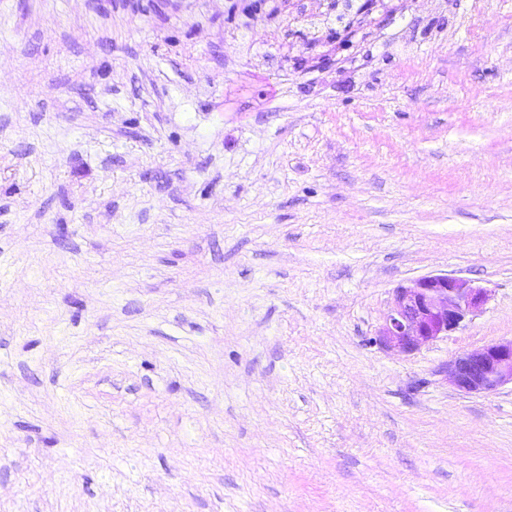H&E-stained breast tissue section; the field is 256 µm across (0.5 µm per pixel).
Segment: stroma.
Instances as JSON below:
<instances>
[{
	"label": "stroma",
	"instance_id": "35a3bbf8",
	"mask_svg": "<svg viewBox=\"0 0 512 512\" xmlns=\"http://www.w3.org/2000/svg\"><path fill=\"white\" fill-rule=\"evenodd\" d=\"M299 7L0 0V512H512V0ZM404 2L399 0H372L366 8L357 11L346 19L344 31L347 33H357L374 23V13H381L383 16L394 15L404 9ZM488 299V289L447 273L412 280L394 289L376 342L389 351L412 354L456 331ZM449 382L464 393H491L512 385V338L458 355L448 363Z\"/></svg>",
	"mask_w": 512,
	"mask_h": 512
}]
</instances>
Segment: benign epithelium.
I'll return each instance as SVG.
<instances>
[{
  "mask_svg": "<svg viewBox=\"0 0 512 512\" xmlns=\"http://www.w3.org/2000/svg\"><path fill=\"white\" fill-rule=\"evenodd\" d=\"M402 0H372L349 16L344 31L356 33L374 23L373 14L394 15ZM489 299L486 288L448 274L423 276L393 291L390 310L376 342L389 351L412 354L456 331L477 315ZM449 382L464 393H491L512 385V339L463 353L448 362Z\"/></svg>",
  "mask_w": 512,
  "mask_h": 512,
  "instance_id": "obj_1",
  "label": "benign epithelium"
}]
</instances>
